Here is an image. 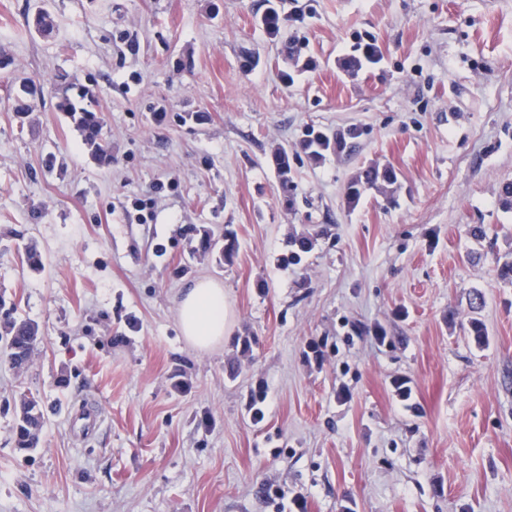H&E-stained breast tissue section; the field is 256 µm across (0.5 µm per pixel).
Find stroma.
<instances>
[{
    "mask_svg": "<svg viewBox=\"0 0 512 512\" xmlns=\"http://www.w3.org/2000/svg\"><path fill=\"white\" fill-rule=\"evenodd\" d=\"M43 1L47 36L27 24ZM284 10L312 60L289 85L263 0H0V294L41 330L23 369L0 367V512H278L277 489L305 512H512V284L494 271L512 254V0ZM369 37L380 62L348 72ZM18 76L44 87L22 115ZM85 86L105 163L56 109ZM309 128L360 135L292 159L281 192L271 155ZM373 163L396 183L349 205ZM228 227L232 263L188 257ZM202 279L227 309L207 350L177 314ZM26 396L45 426L22 452ZM288 253L283 254L280 261L283 265H299L303 256L309 253L313 247V239L308 236L293 235L288 240Z\"/></svg>",
    "mask_w": 512,
    "mask_h": 512,
    "instance_id": "stroma-1",
    "label": "stroma"
}]
</instances>
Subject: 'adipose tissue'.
<instances>
[{
    "label": "adipose tissue",
    "instance_id": "adipose-tissue-1",
    "mask_svg": "<svg viewBox=\"0 0 512 512\" xmlns=\"http://www.w3.org/2000/svg\"><path fill=\"white\" fill-rule=\"evenodd\" d=\"M179 326L187 341L207 349L224 340V290L201 280L184 288L179 298Z\"/></svg>",
    "mask_w": 512,
    "mask_h": 512
}]
</instances>
